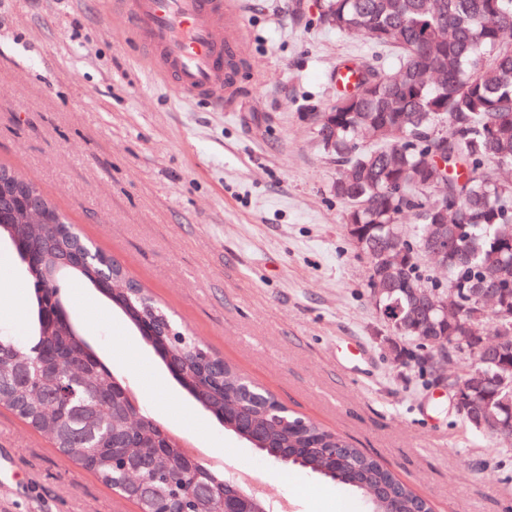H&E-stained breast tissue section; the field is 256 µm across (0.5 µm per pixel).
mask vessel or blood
Instances as JSON below:
<instances>
[{
  "instance_id": "1",
  "label": "vessel or blood",
  "mask_w": 512,
  "mask_h": 512,
  "mask_svg": "<svg viewBox=\"0 0 512 512\" xmlns=\"http://www.w3.org/2000/svg\"><path fill=\"white\" fill-rule=\"evenodd\" d=\"M134 43L147 50L153 71L176 93L211 107L241 88L245 58L224 36L239 28L238 0H120Z\"/></svg>"
}]
</instances>
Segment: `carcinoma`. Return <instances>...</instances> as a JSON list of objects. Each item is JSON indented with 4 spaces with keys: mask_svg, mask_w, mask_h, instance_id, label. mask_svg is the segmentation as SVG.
Wrapping results in <instances>:
<instances>
[{
    "mask_svg": "<svg viewBox=\"0 0 512 512\" xmlns=\"http://www.w3.org/2000/svg\"><path fill=\"white\" fill-rule=\"evenodd\" d=\"M320 19L343 34L360 35L376 47L395 52L399 65L385 68L379 57L347 67L355 75L353 91L333 108L336 124L314 116L321 144L343 171L331 185L347 203L345 223L359 225L368 260L367 285L373 287L372 256L394 244L407 256L403 280L422 284L441 295L457 289L459 321L446 323L431 311L413 321L405 289H392L381 305L402 310L399 353L411 359L432 350L429 336L445 334L453 356L468 361L462 376L471 382V404L512 425V397L506 398L495 378L473 382L483 368V349L473 332L487 335L499 318L489 311L478 321L468 318L470 290L491 286L512 308V243L495 229L512 225V183L492 170L512 168V0H322ZM369 135L370 147L360 146ZM420 180L404 195L390 193L396 181ZM448 190V214L431 213V197ZM48 212L50 224L24 222L31 213ZM412 230L404 229V223ZM442 225L452 238L462 236L469 260L448 256L446 282L420 265L430 226ZM7 237L32 285V335L20 341L0 336V405L15 411L46 436L66 457L90 468L101 480L133 500L141 512H154L152 493L125 484L112 451V432L128 431L126 453L139 459L153 485L174 496L185 512H219L234 485L223 474L196 464L209 487L196 492L186 472V458L169 429L142 410L137 426L127 430V412L112 398L113 373L77 326L58 320L66 308L61 283L74 281L96 289L119 309L143 342L166 364L179 384L224 429L267 458L299 467L362 497L368 512H433L432 503L400 480L377 458L345 436L301 416L264 389L245 382L236 368L186 335L123 266L85 239L57 207L31 182L0 166V236ZM49 354L64 370L81 366L105 396L100 416L106 435L93 443L62 431L59 406L68 395L66 376L41 368Z\"/></svg>",
    "mask_w": 512,
    "mask_h": 512,
    "instance_id": "cac0c4a2",
    "label": "carcinoma"
}]
</instances>
